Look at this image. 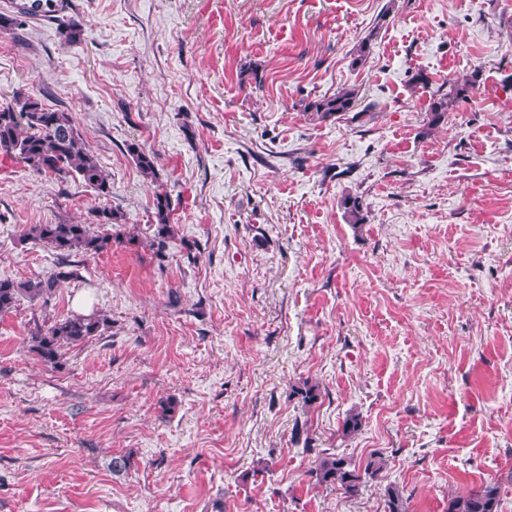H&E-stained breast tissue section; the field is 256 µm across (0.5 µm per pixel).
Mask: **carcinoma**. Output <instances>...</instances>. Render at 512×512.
<instances>
[{"label":"carcinoma","instance_id":"carcinoma-1","mask_svg":"<svg viewBox=\"0 0 512 512\" xmlns=\"http://www.w3.org/2000/svg\"><path fill=\"white\" fill-rule=\"evenodd\" d=\"M55 0H23L14 6L18 16H50L57 12ZM479 77L473 73L462 81L450 80L448 86L441 87L432 94L427 112V129L432 130L448 120V112L456 102L467 96L469 87ZM356 92L343 89L332 95L313 98L303 105V111L314 120H327L354 109ZM127 152L141 172L156 177L155 155L131 143ZM0 155L20 158L38 173H51L57 176L76 174L93 189L98 196L107 197L112 193L110 175L100 166L98 160L86 149L83 139L74 126L71 116L45 107L35 97L14 96V104L0 106ZM154 226L149 248L156 254H163L168 241L174 237L171 224V202L167 193L157 187L153 193ZM348 223H365L364 206L361 197L346 195L342 200ZM119 223L117 214L102 210L99 224L109 226L104 231H96L89 224L59 223L34 224L27 237L43 243L60 253L73 250L89 255H98L112 249V243L121 240V233L110 230ZM73 276V273L60 271L54 278L34 277L24 282L0 279V313L12 310L22 297L34 303L48 304L49 296L59 282ZM105 326V320L95 314L68 316L55 319L48 324L35 325L27 338L29 349L40 362L58 367L63 364L64 348L79 346L98 335ZM292 395L301 398L310 406L319 398L318 386L308 381L295 386ZM385 460L373 455L363 465H355L336 452H321L316 466L310 470L315 484L339 490L349 497L358 495L366 479L376 476L383 469ZM385 512H409L408 499L396 486L385 489ZM501 485L488 481L476 489L462 495L448 498L447 512H499Z\"/></svg>","mask_w":512,"mask_h":512}]
</instances>
